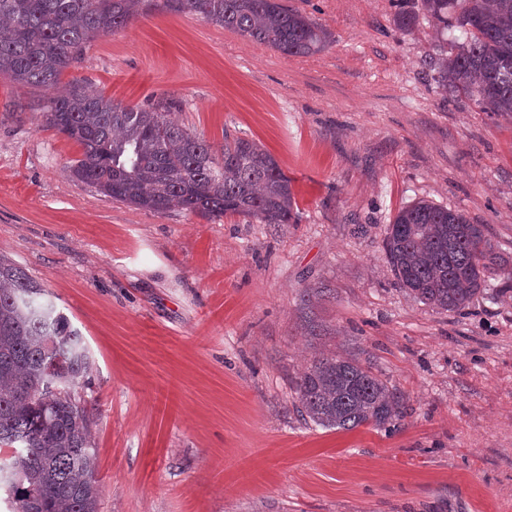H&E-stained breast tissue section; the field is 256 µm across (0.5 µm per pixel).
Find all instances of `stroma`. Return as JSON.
<instances>
[{
	"mask_svg": "<svg viewBox=\"0 0 512 512\" xmlns=\"http://www.w3.org/2000/svg\"><path fill=\"white\" fill-rule=\"evenodd\" d=\"M334 41L286 56L189 14L93 40L62 74L121 107L174 101L214 148L260 143L292 224L209 220L72 180L43 90L0 76V255L25 267L92 356L98 512H512V291L491 271L462 313L398 284L383 248L425 200L487 227L512 262V117L445 99L427 22L391 0H279ZM327 288L304 304L309 288ZM400 392L398 428L329 430L294 407L322 345Z\"/></svg>",
	"mask_w": 512,
	"mask_h": 512,
	"instance_id": "1",
	"label": "stroma"
}]
</instances>
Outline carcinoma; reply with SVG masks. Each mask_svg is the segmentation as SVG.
Instances as JSON below:
<instances>
[{"mask_svg":"<svg viewBox=\"0 0 512 512\" xmlns=\"http://www.w3.org/2000/svg\"><path fill=\"white\" fill-rule=\"evenodd\" d=\"M395 25L424 18L441 40L430 58L439 92L480 111L512 115V0H391ZM191 14L268 45L310 56L330 43L325 27L277 0H0V76L48 93L43 126L74 141L71 179L140 209L226 214L262 224L295 223L288 177L253 140L221 151L173 117V102L122 109L79 85L55 93L100 34L152 12ZM452 34L447 39L445 35ZM399 284L436 309L460 313L501 265L486 225L421 200L385 228ZM17 262L0 256V490L12 512H97L91 418L76 388L92 368L79 331ZM295 408L326 429L389 428L404 399L359 360L321 351L296 381Z\"/></svg>","mask_w":512,"mask_h":512,"instance_id":"cac0c4a2","label":"carcinoma"}]
</instances>
